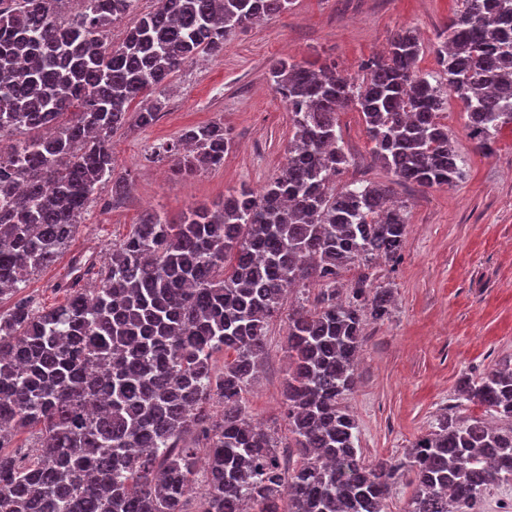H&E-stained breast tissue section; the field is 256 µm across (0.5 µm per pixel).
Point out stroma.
I'll return each mask as SVG.
<instances>
[{
	"mask_svg": "<svg viewBox=\"0 0 512 512\" xmlns=\"http://www.w3.org/2000/svg\"><path fill=\"white\" fill-rule=\"evenodd\" d=\"M458 6V0H293L280 17L238 31L222 55L199 59L157 90L164 107L152 125L113 135L112 159L117 173L129 177L127 195L116 200L110 185L100 186L64 256L30 275L27 295L40 307L62 304L57 284L71 256L109 253L145 211H163L178 224L191 208L212 205L230 189L266 186L294 132L268 73L271 60L331 61L357 76L394 30L410 27L423 46L416 66L432 75L439 69L437 36ZM336 118L350 158L343 181L390 186L405 207L401 258L371 268L374 284L391 289L394 303L388 318L366 322L358 381L343 400L366 461L398 460L444 413L484 416L483 407L461 398L462 383L512 362V128H502L491 151H481L467 135L463 103L449 97L440 120L464 161L463 174L454 185L427 188L395 183L374 163L360 112L350 107ZM215 120L234 140L223 166L179 179L168 161L152 159L155 144ZM319 288L313 282L291 292L286 311L269 325L264 365L245 395L250 416L281 442L290 436L288 311L313 300Z\"/></svg>",
	"mask_w": 512,
	"mask_h": 512,
	"instance_id": "35a3bbf8",
	"label": "stroma"
}]
</instances>
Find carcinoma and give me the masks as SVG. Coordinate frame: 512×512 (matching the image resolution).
Returning a JSON list of instances; mask_svg holds the SVG:
<instances>
[{
  "label": "carcinoma",
  "mask_w": 512,
  "mask_h": 512,
  "mask_svg": "<svg viewBox=\"0 0 512 512\" xmlns=\"http://www.w3.org/2000/svg\"><path fill=\"white\" fill-rule=\"evenodd\" d=\"M63 2L0 0V297L16 298L0 311V512H187L202 455L201 512H383L406 474L405 512H474L489 489L512 482V426L480 417L445 414L404 459L365 462L341 399L357 384L366 320L392 304L366 270L401 257L407 223L389 187H336L349 163L336 131L345 107L362 113L372 156L397 183L422 187L462 175L438 121L448 96L464 103L481 150L512 126V0H461L434 80L416 69L422 45L406 27L361 77L334 62L271 61L294 129L279 173L259 193L243 186L212 209H190L180 224L145 212L108 256H72L58 285L65 302L44 309L22 295L29 276L60 258L99 185L129 190L112 134L151 125L161 101L150 95L176 72L292 4L155 0L115 45L112 23L138 0H82L68 22ZM233 144L210 122L152 157L191 177L223 165ZM354 264L365 272L341 299L337 278ZM312 281L323 289L288 315L285 415L299 458L290 471L244 394L286 292ZM226 352L233 358L218 371ZM460 392L512 421V365ZM26 431L34 459L2 451Z\"/></svg>",
  "instance_id": "obj_1"
}]
</instances>
